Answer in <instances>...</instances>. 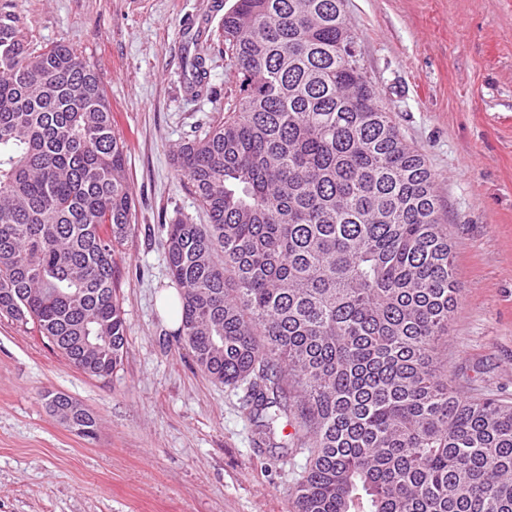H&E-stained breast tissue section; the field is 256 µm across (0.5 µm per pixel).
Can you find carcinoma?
I'll use <instances>...</instances> for the list:
<instances>
[{
	"label": "carcinoma",
	"instance_id": "1",
	"mask_svg": "<svg viewBox=\"0 0 512 512\" xmlns=\"http://www.w3.org/2000/svg\"><path fill=\"white\" fill-rule=\"evenodd\" d=\"M228 115L182 143L207 224L165 225L197 365L307 451L297 512H512V403L448 387L460 288L438 195L358 64L344 0H235ZM189 88L205 86V61ZM126 145L97 71L0 10V312L90 376L121 363ZM68 430L95 419L65 395Z\"/></svg>",
	"mask_w": 512,
	"mask_h": 512
}]
</instances>
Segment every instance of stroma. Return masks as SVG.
Listing matches in <instances>:
<instances>
[{
  "label": "stroma",
  "instance_id": "stroma-1",
  "mask_svg": "<svg viewBox=\"0 0 512 512\" xmlns=\"http://www.w3.org/2000/svg\"><path fill=\"white\" fill-rule=\"evenodd\" d=\"M234 0H0L36 46L66 41L96 69L127 145L132 230L116 295L127 341L106 378L72 367L33 324L0 314V512H294L303 451L292 428L258 439L246 387L214 382L161 316L172 288L164 224L206 223L177 147L239 95L222 44ZM359 64L436 180L461 288L448 384L512 401V0H345ZM206 60V86L187 88ZM96 420L65 428L46 396Z\"/></svg>",
  "mask_w": 512,
  "mask_h": 512
}]
</instances>
